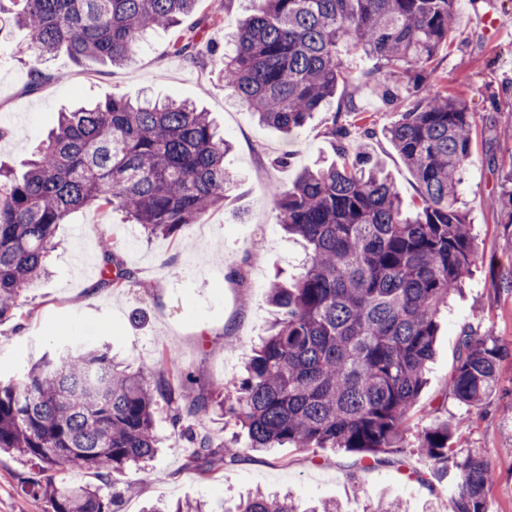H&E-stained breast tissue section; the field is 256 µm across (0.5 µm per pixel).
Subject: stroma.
I'll return each mask as SVG.
<instances>
[{
  "label": "stroma",
  "instance_id": "obj_1",
  "mask_svg": "<svg viewBox=\"0 0 512 512\" xmlns=\"http://www.w3.org/2000/svg\"><path fill=\"white\" fill-rule=\"evenodd\" d=\"M249 7L250 0H199L196 16L205 30H156L120 67L64 52L40 60L26 51L22 32H0V125L9 130L0 139V164L22 169L60 112L119 93L191 100L212 112L233 144L224 165L237 176L223 208L174 238H148L118 211L88 206L71 213L56 230L50 276L21 297L23 318L0 321V375L18 374L62 344L105 345L133 370L154 366L160 352L172 354L179 370L193 375L195 391L217 392L266 334L273 275L294 277L305 258L304 243L285 236L276 221V191L314 160H338L344 148L381 159L403 199L417 200L419 186L384 133L411 101L406 87L390 102L369 87L338 88L326 110L288 136L258 124L239 104L221 70L227 41ZM456 9L458 26L437 58V72L450 90L464 94L476 117L462 198L478 258L464 296L440 316L428 381L406 438L414 440L439 414L458 421L450 460L483 456L494 473L490 512H512V225L500 223L490 207L512 171V139L506 137L512 130V27L499 36L488 23L512 14V0H457ZM188 41L191 56L173 52L174 43ZM36 68L53 73V81L32 86ZM349 100L351 112L343 109ZM336 120L360 128L340 148L330 136ZM105 237L121 242L117 257L134 274L119 291L100 285ZM467 322L503 350L496 391L472 409L460 405L450 388ZM155 422L164 446L148 466L149 480L128 471L132 489L121 493L117 512H141L159 500H201L209 512H224L258 489L304 505L333 501L342 512H370L381 498L399 500L403 512H453L454 485L420 477L423 464L408 450L363 468L351 453L289 445L213 463L201 475L185 467L192 448L175 434L165 400L157 402ZM28 475L25 463L0 456V512H49L25 489Z\"/></svg>",
  "mask_w": 512,
  "mask_h": 512
}]
</instances>
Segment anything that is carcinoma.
I'll list each match as a JSON object with an SVG mask.
<instances>
[{
  "instance_id": "1",
  "label": "carcinoma",
  "mask_w": 512,
  "mask_h": 512,
  "mask_svg": "<svg viewBox=\"0 0 512 512\" xmlns=\"http://www.w3.org/2000/svg\"><path fill=\"white\" fill-rule=\"evenodd\" d=\"M198 0H0L6 23L48 58L121 65L146 33L182 23L196 30ZM455 29V0H251L224 51V83L259 122L288 135L326 108L339 86L407 84L413 101L385 130L420 186L408 213L381 162L360 152L305 168L275 194L278 223L310 247L298 275L275 282L276 318L241 375L215 396L189 391L193 375L162 354L172 380L151 384L98 348L68 350L0 379V452L38 465L47 479L25 485L50 512H113L128 470L157 452L154 406L168 394L171 422L198 472L215 458L293 444L338 448L363 460L404 448L426 382L442 309L462 292L477 249L460 206L461 172L472 155L474 117L464 98L437 84L432 63ZM375 60L372 68L364 67ZM232 144L210 113L184 100L132 102L113 95L60 113L56 129L16 175L0 168V320L20 315L26 288L46 274L55 229L73 211L123 210L149 236L175 237L224 205L236 183L224 167ZM512 224V173L495 198ZM103 242L101 284L124 287L131 273ZM502 348L463 329L451 377L454 398L478 407L498 384ZM224 415L228 442L197 427ZM456 424L436 419L415 448L435 475L448 470ZM248 442L241 446L240 434ZM93 472L99 485L64 475ZM454 512H489L493 474L478 456L455 463ZM225 512H339L323 501L303 509L255 494Z\"/></svg>"
}]
</instances>
